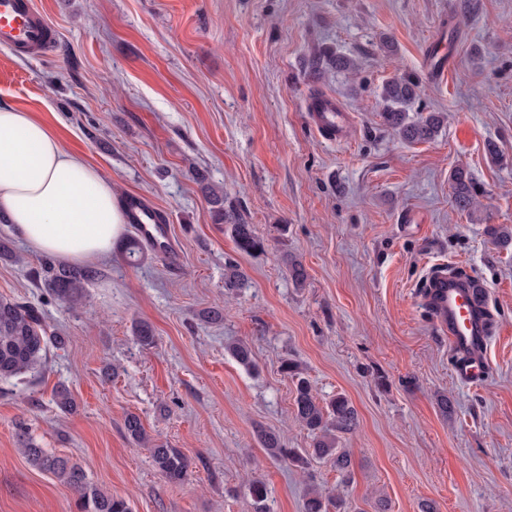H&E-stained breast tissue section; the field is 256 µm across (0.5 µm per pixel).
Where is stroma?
<instances>
[{"mask_svg": "<svg viewBox=\"0 0 512 512\" xmlns=\"http://www.w3.org/2000/svg\"><path fill=\"white\" fill-rule=\"evenodd\" d=\"M57 31L44 57L0 48V105L26 109L111 180L165 215L176 263L147 252L94 261L76 307L38 286L39 254L0 222L17 261L0 260V297L36 306L66 338L44 367L0 380V512H77L75 496L34 468L17 442L28 429L69 457L132 512H254L252 477L268 512H304L316 486L354 512H512V247L488 225L512 228V0H35ZM357 63L310 77L319 49ZM421 79L419 109L445 123L408 143L380 118V87ZM328 94L355 117L329 144L304 109ZM470 171L476 212L455 208L449 179ZM223 192L264 239L240 252L216 223L206 188ZM307 271L303 287L286 257ZM446 262L489 292L496 331L480 385L452 374L448 337L420 287ZM247 288L224 291L227 265ZM220 308L210 323L204 311ZM154 329L141 346L137 322ZM251 347L246 369L230 344ZM295 360L318 399L345 395L358 415L346 434L353 478L326 463L300 470L269 456L256 432L286 447L312 436L297 421ZM66 386L73 412L55 404ZM453 401L451 413L438 395ZM189 460L180 482L132 442L127 414Z\"/></svg>", "mask_w": 512, "mask_h": 512, "instance_id": "stroma-1", "label": "stroma"}]
</instances>
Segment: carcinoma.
<instances>
[{
  "label": "carcinoma",
  "mask_w": 512,
  "mask_h": 512,
  "mask_svg": "<svg viewBox=\"0 0 512 512\" xmlns=\"http://www.w3.org/2000/svg\"><path fill=\"white\" fill-rule=\"evenodd\" d=\"M325 64L338 71L355 67L351 58L329 48L315 56L312 67L317 70ZM379 96L383 102L380 113L383 125L408 143L428 142L443 126V117L438 112H419L415 117L409 115L419 99V78L412 73L386 80ZM450 180L455 207L462 212L476 209L481 190L471 173L457 167L452 170ZM210 202L217 220L230 229L240 252L249 254L264 250V242L255 234L252 225L246 223L234 207L224 205V195L214 193ZM119 248L131 262L140 261L144 254L140 242L134 237L121 240ZM286 264L294 285L303 286L307 273L302 262L290 257L286 259ZM96 275L97 272L89 267L53 263L41 268L40 280L51 295L73 307L81 303L84 289ZM247 282V275L238 266L226 267L224 288L234 291L244 287ZM54 344L64 345L65 338L47 335L42 319L34 308L0 297V380L19 378L43 366L47 352ZM229 350L241 365L253 368L252 352L248 345L236 343L229 346ZM281 368L295 380V415L313 436L312 445L309 448H287L279 435L270 431L258 433L260 443L270 455L286 458L301 469L308 468L314 461L329 462L341 475L342 482H349L352 477L351 453L340 447V438L356 428L355 408L343 395L325 403L320 402L313 393L310 380L293 361L284 360ZM124 428L132 441L141 444L146 440V431L139 416L128 414ZM18 439L21 452L32 466L52 474L74 492L78 512H132L126 500L92 486L80 466L40 447L23 426L19 427ZM152 459L158 472L170 482L182 480L188 469V459L184 453L164 443L153 444ZM331 505L338 512L344 509L342 501H335L321 490L312 488L305 500L304 512H329Z\"/></svg>",
  "instance_id": "1"
}]
</instances>
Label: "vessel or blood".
Here are the masks:
<instances>
[{
  "mask_svg": "<svg viewBox=\"0 0 512 512\" xmlns=\"http://www.w3.org/2000/svg\"><path fill=\"white\" fill-rule=\"evenodd\" d=\"M55 43L54 26L33 0H0V47L15 54L43 55ZM306 110L324 139L336 143L347 140L354 119L339 101L315 96L307 101ZM127 217L138 236L159 256H171V227L158 222L156 209L145 198L135 196L128 200ZM422 299L448 336L454 378L466 385L483 383L488 376L483 351L493 332L494 319L485 304L482 285L440 268L426 277Z\"/></svg>",
  "mask_w": 512,
  "mask_h": 512,
  "instance_id": "vessel-or-blood-1",
  "label": "vessel or blood"
}]
</instances>
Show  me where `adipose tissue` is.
I'll return each mask as SVG.
<instances>
[{
  "instance_id": "ef3b65f1",
  "label": "adipose tissue",
  "mask_w": 512,
  "mask_h": 512,
  "mask_svg": "<svg viewBox=\"0 0 512 512\" xmlns=\"http://www.w3.org/2000/svg\"><path fill=\"white\" fill-rule=\"evenodd\" d=\"M0 217L36 250L78 263L108 256L126 224L111 181L10 106H0Z\"/></svg>"
}]
</instances>
